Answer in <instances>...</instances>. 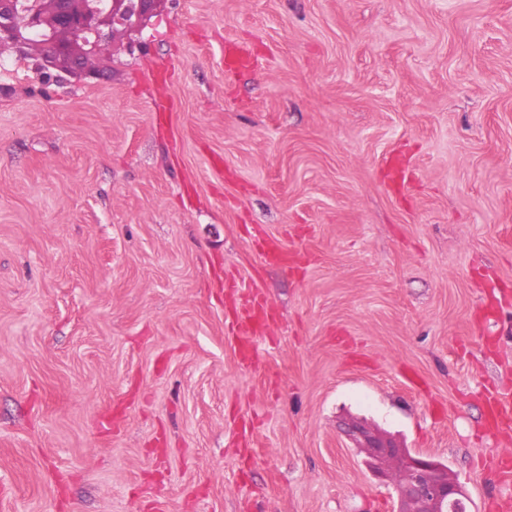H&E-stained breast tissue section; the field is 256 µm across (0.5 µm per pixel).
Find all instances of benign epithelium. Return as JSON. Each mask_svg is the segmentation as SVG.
Instances as JSON below:
<instances>
[{"label":"benign epithelium","mask_w":512,"mask_h":512,"mask_svg":"<svg viewBox=\"0 0 512 512\" xmlns=\"http://www.w3.org/2000/svg\"><path fill=\"white\" fill-rule=\"evenodd\" d=\"M163 0H37L22 19L10 18L13 9L0 10V40L21 48L35 35L47 41L48 53L41 69L68 71L75 76L101 79L105 72L92 68L89 59L111 31L122 27L140 30L157 13ZM373 477L386 481L392 467L395 512H467L466 494L449 474L448 466L423 454L402 448L382 434L355 423L344 430Z\"/></svg>","instance_id":"benign-epithelium-1"}]
</instances>
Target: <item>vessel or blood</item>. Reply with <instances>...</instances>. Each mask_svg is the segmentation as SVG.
Returning <instances> with one entry per match:
<instances>
[{"label":"vessel or blood","mask_w":512,"mask_h":512,"mask_svg":"<svg viewBox=\"0 0 512 512\" xmlns=\"http://www.w3.org/2000/svg\"><path fill=\"white\" fill-rule=\"evenodd\" d=\"M257 61L249 48L236 41L224 44V75L232 77L240 71L256 67ZM391 179L389 187L394 193H402L409 184L412 175L407 160L390 155L383 164ZM261 256L265 263L285 265L291 254L283 246L280 239L266 238L261 246ZM229 290L238 294L237 304L224 311V330L233 336L239 346L242 357H250L253 344L257 339L274 335L277 325L270 305L251 290L244 289L242 284H230ZM485 427L488 432L501 433L512 430V399L489 398L485 410Z\"/></svg>","instance_id":"b4317fda"}]
</instances>
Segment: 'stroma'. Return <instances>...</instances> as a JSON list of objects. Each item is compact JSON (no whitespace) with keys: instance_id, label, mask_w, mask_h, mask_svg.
<instances>
[{"instance_id":"obj_1","label":"stroma","mask_w":512,"mask_h":512,"mask_svg":"<svg viewBox=\"0 0 512 512\" xmlns=\"http://www.w3.org/2000/svg\"><path fill=\"white\" fill-rule=\"evenodd\" d=\"M105 55L0 54V512H393L352 421L467 512L512 495L480 398L512 397V0H163ZM224 277L277 314L248 367ZM257 66L249 48L236 41H226L224 44V77L229 78L237 75L245 69H252ZM383 168L392 175L389 187L395 194H401L412 178L410 164L407 160H399L397 155H390L384 161ZM261 256L265 263L273 265H288L291 260V253L275 237H268L261 245Z\"/></svg>"}]
</instances>
